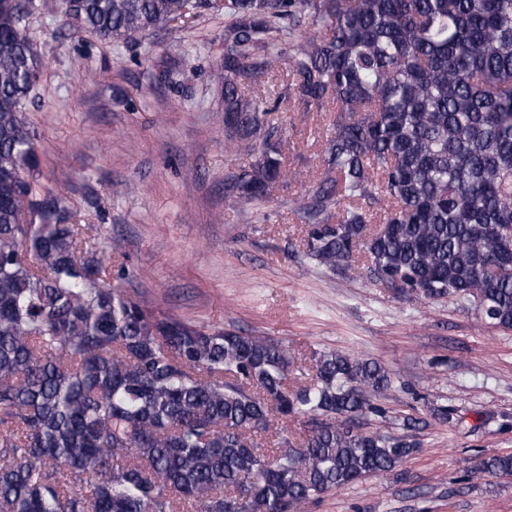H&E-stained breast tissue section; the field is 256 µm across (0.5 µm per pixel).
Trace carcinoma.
<instances>
[{
    "instance_id": "carcinoma-1",
    "label": "carcinoma",
    "mask_w": 512,
    "mask_h": 512,
    "mask_svg": "<svg viewBox=\"0 0 512 512\" xmlns=\"http://www.w3.org/2000/svg\"><path fill=\"white\" fill-rule=\"evenodd\" d=\"M209 7L0 0V512H302L414 452L358 422L385 417L382 366L314 351L289 387L284 343L161 317L116 286L120 242L36 179L35 9L127 44ZM224 17L225 136L258 151L239 197L288 175L255 88L285 59L305 111L336 113L298 208L307 255L334 272L361 256L403 294L476 302L512 330V0H225ZM276 415L312 427L264 448ZM478 470L512 477V454Z\"/></svg>"
}]
</instances>
